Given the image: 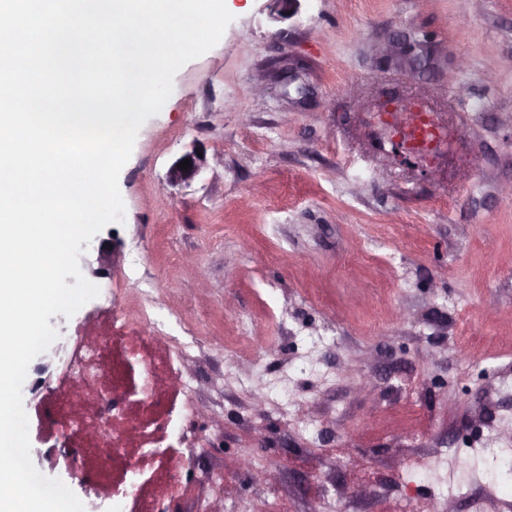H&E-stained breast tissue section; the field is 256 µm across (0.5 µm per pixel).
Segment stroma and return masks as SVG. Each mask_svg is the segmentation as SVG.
<instances>
[{
    "mask_svg": "<svg viewBox=\"0 0 512 512\" xmlns=\"http://www.w3.org/2000/svg\"><path fill=\"white\" fill-rule=\"evenodd\" d=\"M225 4L233 22L137 134L124 222L79 257L99 296L50 317L58 337L28 367L36 469L85 504L111 484L89 445L85 483L70 482L50 407L82 337L114 317L191 344L177 375L197 433L157 446L194 456L183 481L216 479L217 512H512V0H470L463 23L458 0ZM396 28L443 50L434 180L387 161L364 122L372 88L417 90L370 57ZM292 66L307 99L285 84ZM196 150V176L172 182ZM253 452L258 482L236 464Z\"/></svg>",
    "mask_w": 512,
    "mask_h": 512,
    "instance_id": "1",
    "label": "stroma"
}]
</instances>
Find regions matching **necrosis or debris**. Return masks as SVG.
Listing matches in <instances>:
<instances>
[{"label":"necrosis or debris","mask_w":512,"mask_h":512,"mask_svg":"<svg viewBox=\"0 0 512 512\" xmlns=\"http://www.w3.org/2000/svg\"><path fill=\"white\" fill-rule=\"evenodd\" d=\"M107 361L112 364L108 375L102 370ZM131 363L141 369L138 394L134 397L128 393L124 381V371ZM171 366L166 349L145 345L139 339L131 340L122 326L113 325L111 336L82 341L67 362L73 382L97 389L101 400L77 413L71 408L68 391H61L54 400L56 422L74 437L79 435L82 425H97L103 432L98 447L108 449L113 472L127 478L131 468L139 466L146 448L152 447L153 433L168 426L159 407L157 391ZM183 466L180 456L170 455L158 485L151 489L142 485L135 488L140 512H159L170 504L180 507L181 512H197L195 491L173 482Z\"/></svg>","instance_id":"4bbe7bcc"}]
</instances>
